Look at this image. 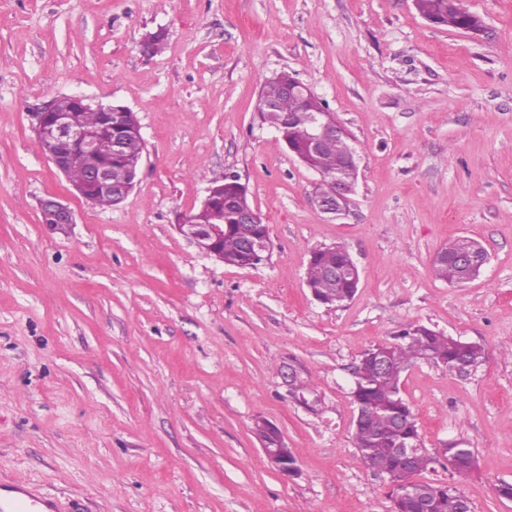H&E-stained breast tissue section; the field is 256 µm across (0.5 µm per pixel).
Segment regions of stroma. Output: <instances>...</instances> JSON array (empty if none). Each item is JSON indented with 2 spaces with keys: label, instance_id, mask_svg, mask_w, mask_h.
<instances>
[{
  "label": "stroma",
  "instance_id": "1",
  "mask_svg": "<svg viewBox=\"0 0 512 512\" xmlns=\"http://www.w3.org/2000/svg\"><path fill=\"white\" fill-rule=\"evenodd\" d=\"M480 34L432 25L413 0H0V483L62 512H391L385 476L354 463L352 370L418 322L480 344L461 376H402L424 448L474 512H512V0H463ZM166 33L143 55L146 33ZM288 71L360 147L339 219L319 177L255 109ZM82 94L136 112L146 149L119 205L87 203L42 152L34 112ZM237 175L269 227L255 268L204 255L174 227L211 178ZM75 215L52 233L38 202ZM489 262L435 278L449 239ZM344 245L360 271L341 308L304 283L312 249ZM307 383V404L290 389ZM281 432L298 475L253 432ZM463 250H471L478 253L481 264L472 270H467L458 265L453 260V257L456 253ZM441 252L444 255H448V260L433 259L431 264L432 271L435 277L453 285H462L478 277L488 261L487 251L481 242L468 236L455 238L446 244ZM277 448H262L264 454L270 461V463L283 475L295 476L298 474V468L296 466V460L292 454H290L288 446L285 443L278 441ZM288 454V460L284 457ZM294 469L288 471V468ZM442 447L441 456L459 475H467L474 471L476 460L473 449L448 447L447 443H443Z\"/></svg>",
  "mask_w": 512,
  "mask_h": 512
}]
</instances>
